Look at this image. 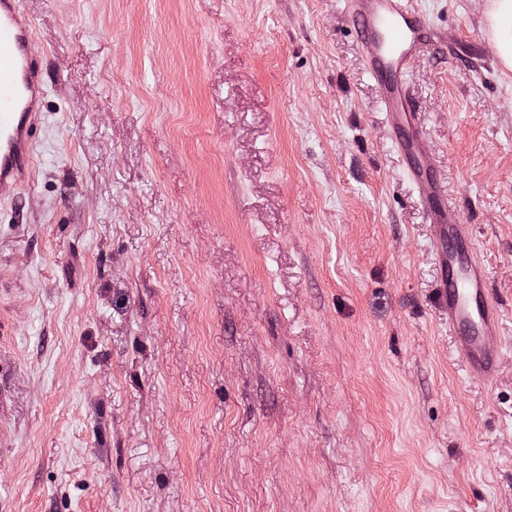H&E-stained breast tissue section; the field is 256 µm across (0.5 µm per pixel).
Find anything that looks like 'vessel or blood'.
I'll return each instance as SVG.
<instances>
[{"label": "vessel or blood", "instance_id": "b4317fda", "mask_svg": "<svg viewBox=\"0 0 512 512\" xmlns=\"http://www.w3.org/2000/svg\"><path fill=\"white\" fill-rule=\"evenodd\" d=\"M355 33L367 49L366 72L391 123L405 172L433 225L440 279L437 300L448 316L459 358L472 377L492 383L502 357L491 344L500 310L489 297L469 225L448 208L432 157L422 148L417 114L406 85L415 59L439 39L411 0H345ZM44 47L35 39L20 0H0V200L15 198L30 181L48 85Z\"/></svg>", "mask_w": 512, "mask_h": 512}]
</instances>
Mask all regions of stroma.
Instances as JSON below:
<instances>
[{
  "instance_id": "1",
  "label": "stroma",
  "mask_w": 512,
  "mask_h": 512,
  "mask_svg": "<svg viewBox=\"0 0 512 512\" xmlns=\"http://www.w3.org/2000/svg\"><path fill=\"white\" fill-rule=\"evenodd\" d=\"M412 0L408 83L502 320L489 385L343 0H22L48 97L0 203L6 512H512V71Z\"/></svg>"
}]
</instances>
